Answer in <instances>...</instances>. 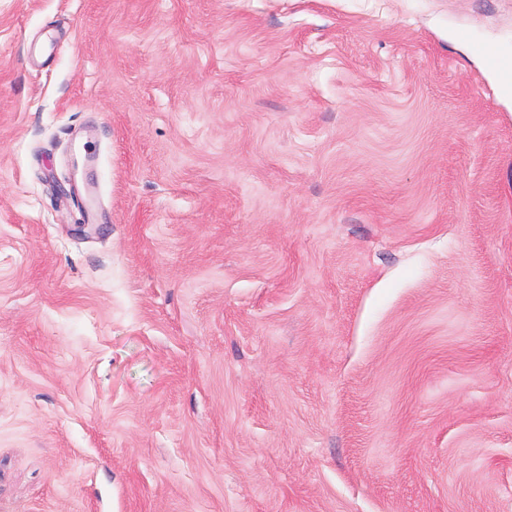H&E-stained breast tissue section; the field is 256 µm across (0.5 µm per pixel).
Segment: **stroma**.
<instances>
[{"label": "stroma", "mask_w": 512, "mask_h": 512, "mask_svg": "<svg viewBox=\"0 0 512 512\" xmlns=\"http://www.w3.org/2000/svg\"><path fill=\"white\" fill-rule=\"evenodd\" d=\"M488 45L512 0H0V512H512Z\"/></svg>", "instance_id": "stroma-1"}]
</instances>
